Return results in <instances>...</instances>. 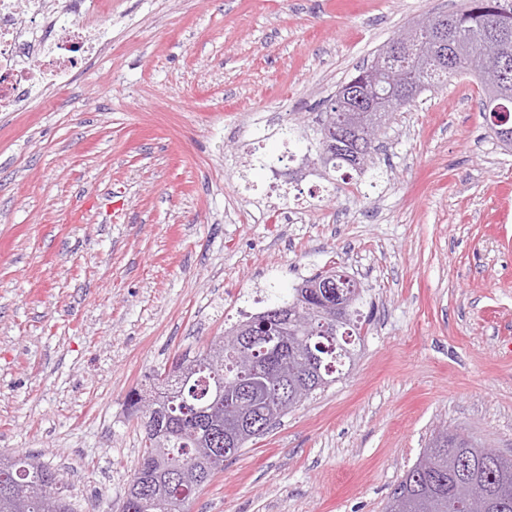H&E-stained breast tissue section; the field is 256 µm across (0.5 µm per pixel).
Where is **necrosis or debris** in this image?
Segmentation results:
<instances>
[{"label": "necrosis or debris", "mask_w": 512, "mask_h": 512, "mask_svg": "<svg viewBox=\"0 0 512 512\" xmlns=\"http://www.w3.org/2000/svg\"><path fill=\"white\" fill-rule=\"evenodd\" d=\"M0 0V112L65 85L78 61L112 47V0Z\"/></svg>", "instance_id": "obj_1"}]
</instances>
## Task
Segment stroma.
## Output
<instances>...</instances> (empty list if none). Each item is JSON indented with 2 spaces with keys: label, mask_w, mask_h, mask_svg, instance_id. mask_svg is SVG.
<instances>
[{
  "label": "stroma",
  "mask_w": 512,
  "mask_h": 512,
  "mask_svg": "<svg viewBox=\"0 0 512 512\" xmlns=\"http://www.w3.org/2000/svg\"><path fill=\"white\" fill-rule=\"evenodd\" d=\"M462 0H112V48L0 112V451L121 512L128 393L345 267L353 366L224 463L190 512H384L432 435L512 455V151L467 74L316 163L324 104Z\"/></svg>",
  "instance_id": "35a3bbf8"
}]
</instances>
